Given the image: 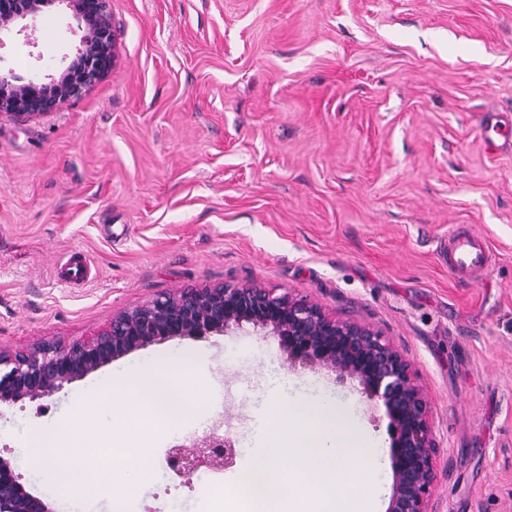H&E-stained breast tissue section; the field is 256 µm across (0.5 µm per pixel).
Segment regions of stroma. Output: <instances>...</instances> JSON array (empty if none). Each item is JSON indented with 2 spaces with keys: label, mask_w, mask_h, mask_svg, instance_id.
<instances>
[{
  "label": "stroma",
  "mask_w": 512,
  "mask_h": 512,
  "mask_svg": "<svg viewBox=\"0 0 512 512\" xmlns=\"http://www.w3.org/2000/svg\"><path fill=\"white\" fill-rule=\"evenodd\" d=\"M112 75L54 112L0 115V350L70 345L156 296L224 284L291 292L382 332L429 397L435 512H512V0H112ZM68 13L0 56L28 75L73 53ZM460 228L494 257L448 272ZM81 252L90 280L60 279ZM202 354L199 426L163 429L127 512H208L258 448L271 366L355 409L383 458L389 419L357 381L289 366L252 325L121 355L51 397L0 406V456L52 512H112V493L45 481L33 432L81 424L77 395L164 349ZM230 437L233 466L181 483L174 445ZM483 140L490 148L512 146V124L498 118L491 119L484 126Z\"/></svg>",
  "instance_id": "35a3bbf8"
}]
</instances>
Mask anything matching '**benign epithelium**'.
<instances>
[{
	"label": "benign epithelium",
	"instance_id": "7a95c632",
	"mask_svg": "<svg viewBox=\"0 0 512 512\" xmlns=\"http://www.w3.org/2000/svg\"><path fill=\"white\" fill-rule=\"evenodd\" d=\"M56 5L83 32L80 46L72 56H37L42 77H21L0 56L1 113L21 117L52 112L116 67L111 0H0V46L12 33L35 27L37 17ZM245 323L277 337L290 366H318L341 379H355L367 399L381 402L389 419L394 474L387 512H434L438 446L431 404L410 360L374 328L333 317L320 305L275 288L224 285L163 294L68 347L0 351V405L49 397L64 384L151 343L224 333ZM235 455L234 442L212 432L169 449L166 463L187 483L201 468L223 470ZM0 512H51L1 456Z\"/></svg>",
	"mask_w": 512,
	"mask_h": 512
}]
</instances>
